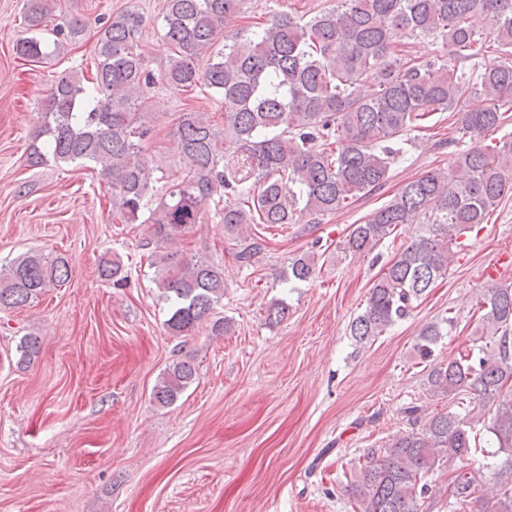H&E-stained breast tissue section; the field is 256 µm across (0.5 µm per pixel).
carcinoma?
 Listing matches in <instances>:
<instances>
[{"mask_svg": "<svg viewBox=\"0 0 512 512\" xmlns=\"http://www.w3.org/2000/svg\"><path fill=\"white\" fill-rule=\"evenodd\" d=\"M246 0H165L163 37L172 48L159 75L174 87L201 86L224 103V128L196 108L182 112L172 140L187 174L156 196L153 172L138 161L152 128L143 105L154 83L138 53L142 17L125 11L98 31L94 73L73 69L57 77L41 103L42 125L29 163H91L112 185V211L124 224L151 225L153 281L171 303L167 332L185 336L208 320L224 298V269L164 249L202 223L203 206L226 197L224 234L235 243L236 265L251 268L266 249L254 224H297L349 208L380 190L391 177V146L432 112L458 115L457 150L448 170H429L405 183L360 224L343 252L366 256L402 224L422 229L377 278L365 308L350 324L363 346L409 314L412 304L448 274L459 238L512 193V0H336L309 19L280 13L259 32H228ZM54 0H27L16 43L21 58L44 60L65 50L84 31L77 18L50 24ZM439 35L450 61L400 56L404 38ZM493 39L501 61L466 63L482 39ZM208 56L206 66L199 58ZM373 84V92L365 90ZM471 95L487 104L466 108ZM503 135L493 142L487 138ZM316 257L303 253L284 270L288 281H306ZM100 277L126 280L121 262L102 256ZM68 276L64 259L28 251L0 266V310L32 304L45 288ZM479 328L487 341L477 352L434 359V348L454 318L424 326L414 345L428 367L427 391L458 395L459 412L431 416L411 406L410 429L372 448L352 485L356 512H423L433 493L428 476L449 459L478 450L471 404L490 414L487 432L497 452L512 456V284L480 291ZM30 334L17 346L18 362L40 350ZM196 376L189 358L168 366L152 388L160 407L176 403ZM480 477L457 471L448 493L458 512H512V479L499 476L491 500L475 496Z\"/></svg>", "mask_w": 512, "mask_h": 512, "instance_id": "cac0c4a2", "label": "carcinoma"}]
</instances>
